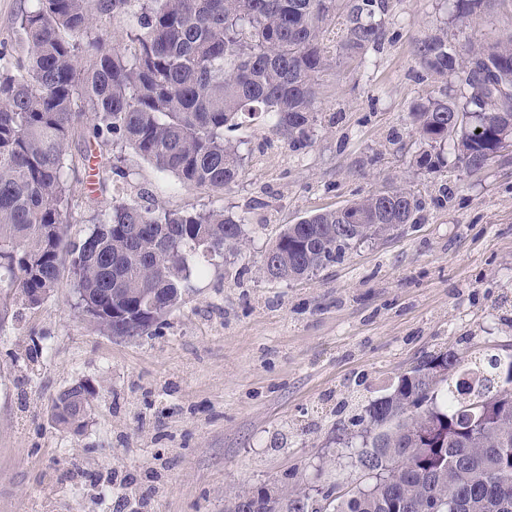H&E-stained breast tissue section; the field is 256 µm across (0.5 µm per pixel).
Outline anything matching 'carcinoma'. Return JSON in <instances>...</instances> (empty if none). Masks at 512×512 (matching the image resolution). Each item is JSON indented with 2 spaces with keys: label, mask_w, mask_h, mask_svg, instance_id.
I'll return each instance as SVG.
<instances>
[{
  "label": "carcinoma",
  "mask_w": 512,
  "mask_h": 512,
  "mask_svg": "<svg viewBox=\"0 0 512 512\" xmlns=\"http://www.w3.org/2000/svg\"><path fill=\"white\" fill-rule=\"evenodd\" d=\"M18 20L19 49L0 64V324L19 301L33 307L60 288L71 257L88 315L114 336H140L178 305L193 271L188 257L242 246V224L222 210L162 211L122 199L77 242L69 203L71 139L131 147L185 188L216 192L242 174L228 133L259 117L298 150L316 116L327 65L324 24L335 0H32ZM459 17L492 0H457ZM339 50L379 44L385 0H348ZM125 15L108 44L98 26ZM428 72L459 80L460 96L415 106L426 145L416 165L436 175L448 142L477 173L512 145V35L459 51L441 29L415 46ZM422 200L389 186L340 209L290 224L264 256L270 281L309 277L358 245L417 223ZM455 351L424 358L388 396L358 416L355 467L369 481L331 499L325 512H512V353L477 369ZM94 391L78 381L52 406L82 428ZM229 512H319L300 492L235 497Z\"/></svg>",
  "instance_id": "1"
}]
</instances>
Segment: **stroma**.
<instances>
[{
    "instance_id": "1",
    "label": "stroma",
    "mask_w": 512,
    "mask_h": 512,
    "mask_svg": "<svg viewBox=\"0 0 512 512\" xmlns=\"http://www.w3.org/2000/svg\"><path fill=\"white\" fill-rule=\"evenodd\" d=\"M342 21L337 8L325 26L306 145L290 149L266 123L240 127L243 172L223 193L184 188L131 148L75 139L87 158L69 175L72 237L127 197L224 210L243 219L246 243L192 273L180 307L140 336L78 312L67 261L57 293L0 323V512H227L242 491H348L362 481L361 440L338 422L426 355L512 344V146L475 174L446 147L443 173L430 175L409 117L456 90L417 63L416 38L505 37L512 0L464 20L456 0H387L381 45L352 59L337 50ZM386 184L421 195L417 223L300 281L260 273L286 225ZM81 379L97 395L76 432L51 406Z\"/></svg>"
}]
</instances>
